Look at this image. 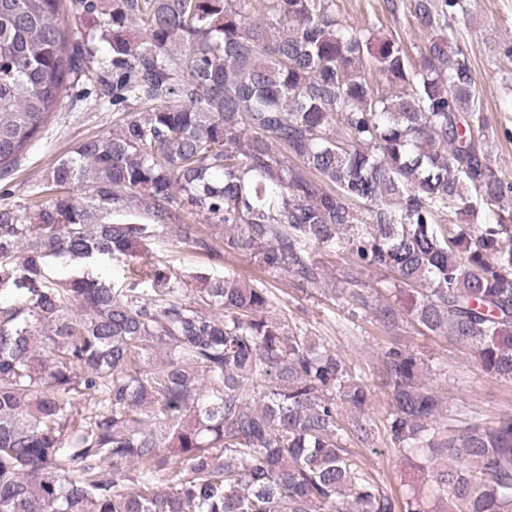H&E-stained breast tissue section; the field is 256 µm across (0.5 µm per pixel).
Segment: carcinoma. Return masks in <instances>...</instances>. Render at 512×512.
Masks as SVG:
<instances>
[{
  "label": "carcinoma",
  "mask_w": 512,
  "mask_h": 512,
  "mask_svg": "<svg viewBox=\"0 0 512 512\" xmlns=\"http://www.w3.org/2000/svg\"><path fill=\"white\" fill-rule=\"evenodd\" d=\"M472 4L410 0L431 32L414 57L329 0H0V173L103 65L97 39L112 105L148 107L54 164L49 199L0 208V512H512V412L447 411L413 352L382 356L379 425L264 285L232 272L187 301L148 261L119 293L47 272L135 256L179 210L208 222L184 244L307 287L301 245L343 243L386 283L349 294L384 331L411 320L512 381V181L454 25ZM132 202L157 223L108 219ZM382 434L421 484L385 489L347 446Z\"/></svg>",
  "instance_id": "obj_1"
}]
</instances>
